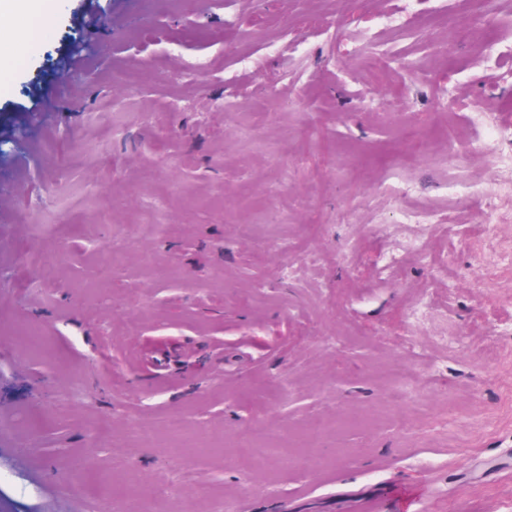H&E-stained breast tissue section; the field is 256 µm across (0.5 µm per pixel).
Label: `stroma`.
Returning a JSON list of instances; mask_svg holds the SVG:
<instances>
[{
	"label": "stroma",
	"instance_id": "1",
	"mask_svg": "<svg viewBox=\"0 0 512 512\" xmlns=\"http://www.w3.org/2000/svg\"><path fill=\"white\" fill-rule=\"evenodd\" d=\"M47 17L0 45V512H512V0Z\"/></svg>",
	"mask_w": 512,
	"mask_h": 512
}]
</instances>
